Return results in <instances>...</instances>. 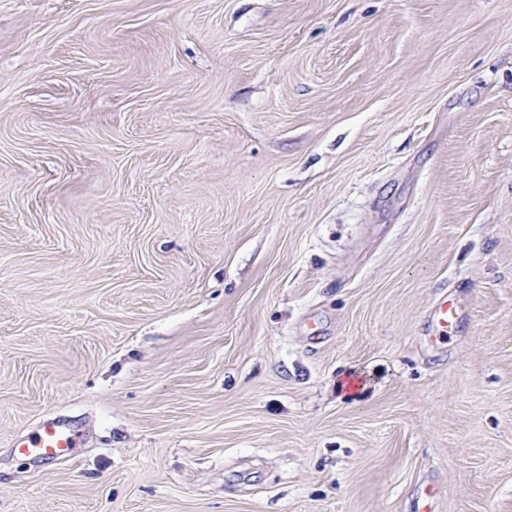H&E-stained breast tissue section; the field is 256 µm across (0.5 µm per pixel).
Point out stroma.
Here are the masks:
<instances>
[{
    "label": "stroma",
    "instance_id": "1",
    "mask_svg": "<svg viewBox=\"0 0 512 512\" xmlns=\"http://www.w3.org/2000/svg\"><path fill=\"white\" fill-rule=\"evenodd\" d=\"M427 485L512 512V0H0V512ZM456 310L448 300L441 302L433 312V321L439 338L448 337V331L452 328ZM75 445V436L70 430L54 420H46L36 432L19 440L16 448L25 455L43 458L68 454Z\"/></svg>",
    "mask_w": 512,
    "mask_h": 512
}]
</instances>
